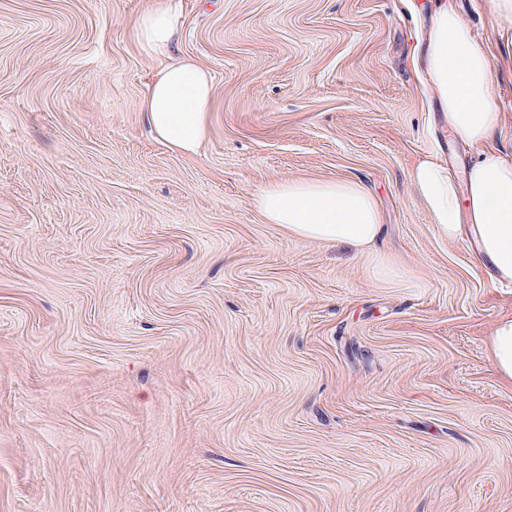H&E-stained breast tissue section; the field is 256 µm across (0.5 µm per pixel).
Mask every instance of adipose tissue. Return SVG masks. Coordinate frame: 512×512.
Masks as SVG:
<instances>
[{"instance_id": "1", "label": "adipose tissue", "mask_w": 512, "mask_h": 512, "mask_svg": "<svg viewBox=\"0 0 512 512\" xmlns=\"http://www.w3.org/2000/svg\"><path fill=\"white\" fill-rule=\"evenodd\" d=\"M178 18L176 0H170L136 19L141 51L163 61L140 109L161 142L190 158L207 133L213 81L192 60L170 57ZM418 59L448 130L474 148L475 160L460 183L436 157L420 158L410 174L414 193L442 237L454 241L470 231L490 280L512 282V159L491 144L501 115L493 104L489 46L451 0H434ZM251 204L266 223L305 239L363 248L381 230L377 201L355 181L277 180Z\"/></svg>"}]
</instances>
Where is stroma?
Masks as SVG:
<instances>
[{
  "label": "stroma",
  "instance_id": "35a3bbf8",
  "mask_svg": "<svg viewBox=\"0 0 512 512\" xmlns=\"http://www.w3.org/2000/svg\"><path fill=\"white\" fill-rule=\"evenodd\" d=\"M162 0H0V512H512V312L410 173L472 151L413 57L408 0H178L213 79L196 157L140 102ZM492 49L512 157V22ZM351 180L365 252L288 235L251 197ZM490 349L499 376L512 385V313L502 315L495 322Z\"/></svg>",
  "mask_w": 512,
  "mask_h": 512
}]
</instances>
